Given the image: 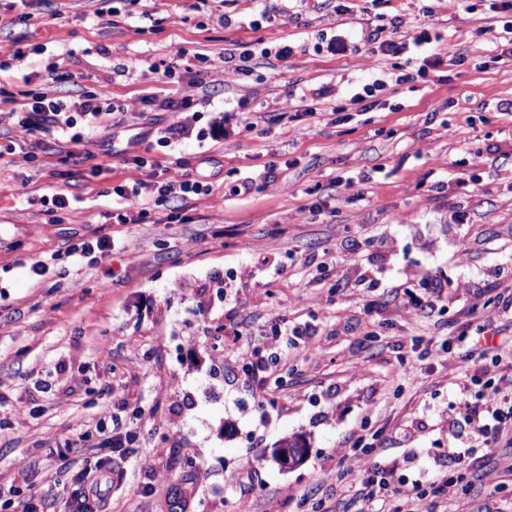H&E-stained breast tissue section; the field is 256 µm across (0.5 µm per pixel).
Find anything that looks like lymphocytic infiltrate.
<instances>
[{
  "label": "lymphocytic infiltrate",
  "mask_w": 512,
  "mask_h": 512,
  "mask_svg": "<svg viewBox=\"0 0 512 512\" xmlns=\"http://www.w3.org/2000/svg\"><path fill=\"white\" fill-rule=\"evenodd\" d=\"M68 76L56 72L51 87L35 93L31 100L8 114L12 125L24 134L53 128L68 136L70 142H82L95 132L103 118L111 115L109 99L86 92L78 99L63 95L60 86ZM199 182L173 179L155 186L135 180L133 186L117 185L112 189L111 219L116 224H140L149 214L156 197H169L175 202L171 220L186 221L192 198L200 194ZM512 319V290L498 294L494 310L476 329L462 328L457 335L431 341L436 358L462 363L472 391L460 402V415L480 446L461 444L449 449L448 464L433 475L430 486L410 482L397 476L375 448L382 432L372 437L357 433L351 437V450L359 451L365 462L355 478L352 502L359 512H434L430 492L458 494L460 485L472 484L473 465L478 448L493 450L512 447V338H499L495 324ZM95 430L96 451L72 459L57 471L56 484L68 487L65 497L19 500L16 512H112V461L110 449L126 448L134 436L130 431L110 427L108 416H100Z\"/></svg>",
  "instance_id": "1"
}]
</instances>
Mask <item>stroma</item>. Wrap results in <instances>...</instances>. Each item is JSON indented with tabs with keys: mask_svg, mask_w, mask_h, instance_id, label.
<instances>
[{
	"mask_svg": "<svg viewBox=\"0 0 512 512\" xmlns=\"http://www.w3.org/2000/svg\"><path fill=\"white\" fill-rule=\"evenodd\" d=\"M346 12H339V5ZM0 0V109L47 85L57 64L69 95L94 91L120 105L90 140L55 129L31 135L0 123V487L58 497L49 484L58 448L127 404L132 448L112 454L117 512H298L287 490L314 489L328 512H346L350 461L337 450L361 425L384 429L388 460L417 458L430 480L460 436L449 402L470 388L427 341L493 303V270L512 261V60L493 61L485 28L512 21V0ZM427 32L444 63L426 75L424 53L380 57V105L358 111L349 84L367 77L369 35L394 36L395 16ZM345 36L347 51L331 50ZM290 45L288 61L274 58ZM22 50L24 59L13 58ZM225 65L226 85L210 69ZM155 73H148V66ZM404 73L415 79L399 85ZM197 82V128L224 118L226 134L192 133L164 146L180 115L138 105ZM327 88L325 98L315 97ZM316 115L295 114L297 93ZM261 114L254 126L234 112ZM493 158L474 191L449 174L473 154ZM151 165L135 170L131 158ZM188 176L208 185L187 223L168 204L143 224H108L112 188ZM352 179L333 188L332 178ZM250 178L252 192L226 194ZM65 191L46 214L39 199ZM470 221L450 224L453 212ZM106 234L118 253L92 267L59 260L30 278V260L75 236ZM438 293L428 316L399 310L390 291ZM309 323V349L270 366L282 385L266 400L243 370L250 355L283 348L271 320ZM240 329L239 341L228 334ZM141 412L130 423L131 411ZM306 437L297 468L271 458L282 438ZM235 476L246 497L226 490ZM512 482L478 486L450 512H500Z\"/></svg>",
	"mask_w": 512,
	"mask_h": 512,
	"instance_id": "1",
	"label": "stroma"
}]
</instances>
